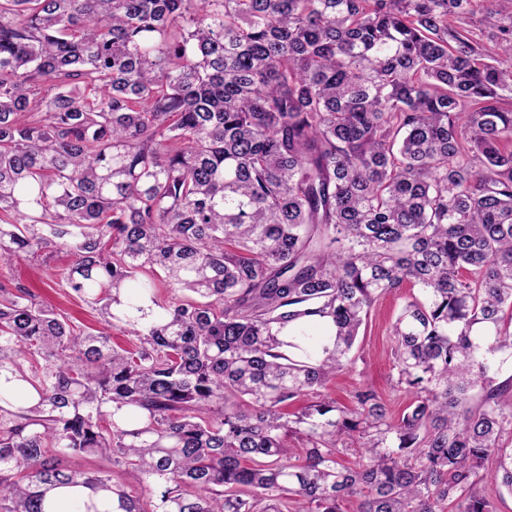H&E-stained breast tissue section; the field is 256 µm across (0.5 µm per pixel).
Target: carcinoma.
Instances as JSON below:
<instances>
[{
	"label": "carcinoma",
	"mask_w": 512,
	"mask_h": 512,
	"mask_svg": "<svg viewBox=\"0 0 512 512\" xmlns=\"http://www.w3.org/2000/svg\"><path fill=\"white\" fill-rule=\"evenodd\" d=\"M512 0H0V512H495L512 494ZM498 26L486 49L457 20ZM188 293L159 302L156 280ZM394 418L320 394L384 294ZM479 389L480 402L471 404ZM301 440L295 454L288 438ZM361 442L352 467L339 448ZM101 455L107 470L60 468ZM493 467H488L489 461ZM74 261V256L64 251H47L37 257L23 258L0 270V285L11 291L17 287L31 288L45 304L83 329L100 328L96 312L60 283L59 274Z\"/></svg>",
	"instance_id": "1"
}]
</instances>
